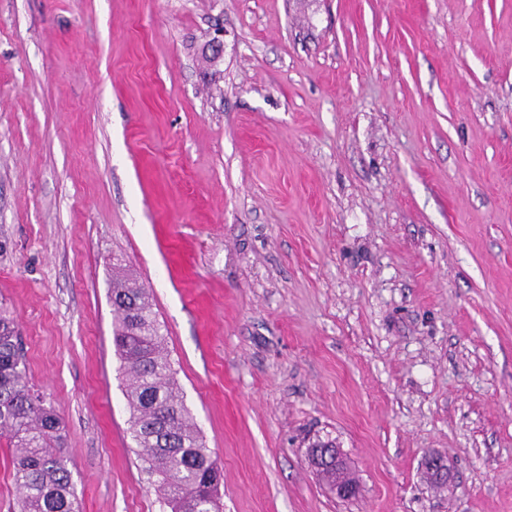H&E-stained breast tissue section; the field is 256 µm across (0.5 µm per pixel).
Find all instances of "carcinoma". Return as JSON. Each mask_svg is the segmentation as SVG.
<instances>
[{"label": "carcinoma", "instance_id": "1", "mask_svg": "<svg viewBox=\"0 0 512 512\" xmlns=\"http://www.w3.org/2000/svg\"><path fill=\"white\" fill-rule=\"evenodd\" d=\"M113 343L126 378L130 432L170 512H222L220 471L181 397L148 289L112 264ZM0 436L12 448L21 512H75L60 418L30 381L21 338L0 316Z\"/></svg>", "mask_w": 512, "mask_h": 512}]
</instances>
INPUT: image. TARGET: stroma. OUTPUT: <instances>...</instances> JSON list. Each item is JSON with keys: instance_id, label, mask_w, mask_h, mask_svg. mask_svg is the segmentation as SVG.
Instances as JSON below:
<instances>
[{"instance_id": "35a3bbf8", "label": "stroma", "mask_w": 512, "mask_h": 512, "mask_svg": "<svg viewBox=\"0 0 512 512\" xmlns=\"http://www.w3.org/2000/svg\"><path fill=\"white\" fill-rule=\"evenodd\" d=\"M116 257L224 512H512V0H0V310L77 512H163ZM309 452L315 469L336 473V481L330 485V488L337 498L349 500L356 497L358 485L346 483L342 478V473L348 467V463L341 448H338L335 443L333 445L313 444ZM328 471H321V478L326 484L335 476Z\"/></svg>"}]
</instances>
